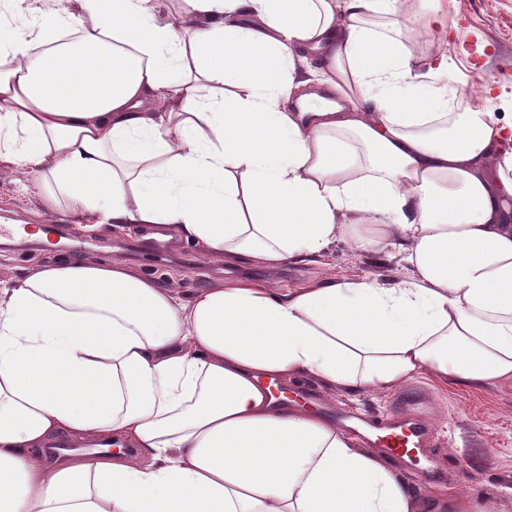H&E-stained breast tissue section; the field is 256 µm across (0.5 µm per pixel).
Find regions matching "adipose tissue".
<instances>
[{"label":"adipose tissue","mask_w":512,"mask_h":512,"mask_svg":"<svg viewBox=\"0 0 512 512\" xmlns=\"http://www.w3.org/2000/svg\"><path fill=\"white\" fill-rule=\"evenodd\" d=\"M0 175L227 264L343 241L396 281L184 293L121 256L0 287V512H446L269 388L512 378V119L448 96L443 0H10ZM73 41H64L65 33ZM118 452L47 465L58 436Z\"/></svg>","instance_id":"adipose-tissue-1"}]
</instances>
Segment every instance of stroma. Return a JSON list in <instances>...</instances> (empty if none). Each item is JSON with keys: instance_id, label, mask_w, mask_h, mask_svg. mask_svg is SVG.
<instances>
[{"instance_id": "obj_1", "label": "stroma", "mask_w": 512, "mask_h": 512, "mask_svg": "<svg viewBox=\"0 0 512 512\" xmlns=\"http://www.w3.org/2000/svg\"><path fill=\"white\" fill-rule=\"evenodd\" d=\"M448 9V64L453 85L467 102L488 111L512 113V0H445ZM491 97H484V86ZM83 216L43 207L33 188L0 177V225L66 224L79 229ZM88 258L119 255L135 268L157 275L164 284L196 290L228 279L245 278L272 288H298L333 274L352 278L376 275L383 280L402 277L397 261L377 262L339 242L320 262L285 264L276 268L247 263L225 266L204 252L175 244L155 257L142 242L123 233L99 231L86 237ZM61 250L54 245L14 242L0 244V281L20 278L32 262H53ZM419 391L429 401V419L436 443L428 449L429 467L438 474L449 501L467 495L468 508L485 505L494 512H512V378L479 388L437 385L422 373L393 391L363 389L339 392L333 405L358 415L392 418L403 393Z\"/></svg>"}]
</instances>
